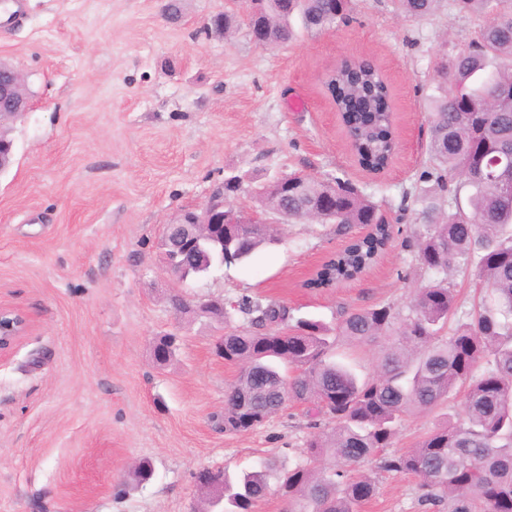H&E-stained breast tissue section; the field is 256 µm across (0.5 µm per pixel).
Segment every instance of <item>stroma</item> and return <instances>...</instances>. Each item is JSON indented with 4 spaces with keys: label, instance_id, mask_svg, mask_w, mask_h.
<instances>
[{
    "label": "stroma",
    "instance_id": "obj_1",
    "mask_svg": "<svg viewBox=\"0 0 512 512\" xmlns=\"http://www.w3.org/2000/svg\"><path fill=\"white\" fill-rule=\"evenodd\" d=\"M26 17L0 25V58L24 76L31 109L10 126L15 154L0 174V305L29 331L0 356V512H203L199 470L235 475L264 458L294 465L316 428L303 404L248 432L228 434L224 392L238 375L214 353L227 325L199 315L209 299L244 295L287 305L292 319L333 325L343 311L406 305L427 281L402 235L420 230V206L403 198L425 168V99L436 62L466 48L484 24L439 0L408 19L393 0H352L348 19L299 31L263 49L246 26L226 39L205 32L224 0H25ZM346 57L379 65L393 90L401 150L374 177L355 161L321 91ZM304 172L351 180L401 235L356 279L327 291L305 281L350 234L291 223L278 245L244 264L181 283L163 266L164 223L208 201L225 178L243 179L236 202L256 210L254 188ZM190 310L175 313L173 294ZM175 332L180 350L156 365L152 343ZM464 401L405 416L403 452ZM150 461L138 484L132 469ZM362 512H421L417 480L378 472Z\"/></svg>",
    "mask_w": 512,
    "mask_h": 512
}]
</instances>
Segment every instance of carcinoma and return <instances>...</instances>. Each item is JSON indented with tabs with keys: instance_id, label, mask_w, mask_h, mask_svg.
Here are the masks:
<instances>
[{
	"instance_id": "cac0c4a2",
	"label": "carcinoma",
	"mask_w": 512,
	"mask_h": 512,
	"mask_svg": "<svg viewBox=\"0 0 512 512\" xmlns=\"http://www.w3.org/2000/svg\"><path fill=\"white\" fill-rule=\"evenodd\" d=\"M439 0H397L399 11L423 18ZM460 13L489 18L478 39L446 65L449 80H434L427 99L429 166L416 202L425 230L411 237L421 269L433 275L401 309L392 303L348 310L334 327L318 320L290 323L288 308L243 295L230 304L248 325L224 332V361L238 366L224 394V432L261 426L290 403L311 404L328 421L311 435L304 459L280 471L279 492L288 512H359L377 494L376 480L353 473L360 461L380 456L386 473L419 479L421 506L448 502V512H512V187L495 180L512 163V94L485 112L494 88L512 91V5L507 0H452ZM351 0H262L257 24L272 41L295 36L290 20L322 30L345 18ZM322 89L337 112L349 146L369 173L389 164L395 145L390 83L373 63L352 58L329 71ZM331 201L322 223L339 231L375 225L327 257L306 287L324 290L367 269L393 238L380 206L340 177L309 179L299 196L272 188L255 195L264 211L288 209L303 221L308 206ZM279 243L270 224L224 229V251L203 240L180 262L181 278H194L220 265L247 261L259 249ZM474 267L484 288L481 301L465 309L448 271ZM393 338L376 373L359 379L334 359L336 340L371 342ZM174 336L153 344L156 363H170ZM288 396H282L283 382ZM464 385L462 416L424 435L406 452L386 454L402 416L431 410ZM333 459L344 469L318 472L310 460ZM273 459L235 482L198 478L210 503L228 500L229 512H253L268 494Z\"/></svg>"
}]
</instances>
